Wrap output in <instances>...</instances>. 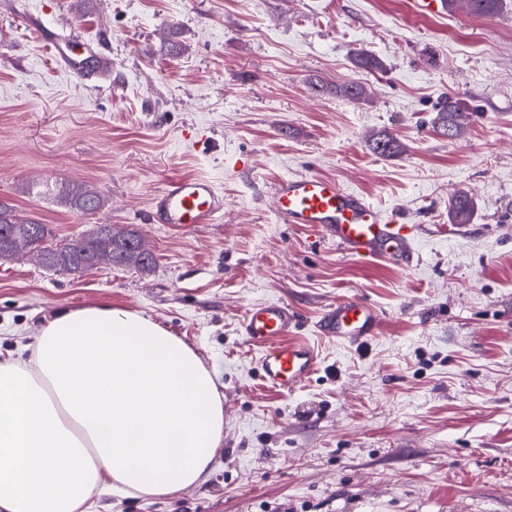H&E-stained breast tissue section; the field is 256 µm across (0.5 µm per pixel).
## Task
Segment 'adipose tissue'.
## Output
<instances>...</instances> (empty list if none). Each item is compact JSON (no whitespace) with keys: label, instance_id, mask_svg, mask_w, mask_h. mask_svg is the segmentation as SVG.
Wrapping results in <instances>:
<instances>
[{"label":"adipose tissue","instance_id":"adipose-tissue-1","mask_svg":"<svg viewBox=\"0 0 512 512\" xmlns=\"http://www.w3.org/2000/svg\"><path fill=\"white\" fill-rule=\"evenodd\" d=\"M223 442L211 372L142 313L68 308L29 357L0 360V512H91L97 492L169 496L204 481Z\"/></svg>","mask_w":512,"mask_h":512}]
</instances>
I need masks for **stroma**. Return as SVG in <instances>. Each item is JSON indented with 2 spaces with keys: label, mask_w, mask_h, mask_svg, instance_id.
I'll list each match as a JSON object with an SVG mask.
<instances>
[{
  "label": "stroma",
  "mask_w": 512,
  "mask_h": 512,
  "mask_svg": "<svg viewBox=\"0 0 512 512\" xmlns=\"http://www.w3.org/2000/svg\"><path fill=\"white\" fill-rule=\"evenodd\" d=\"M362 50L382 71L355 67ZM353 81L366 101L333 94ZM445 94L475 108L455 139L432 124ZM381 133L405 152L370 151ZM300 173L414 225L419 264L352 258L279 223L266 187ZM189 175L223 191V221L151 222L152 194ZM74 181L104 207L85 215L28 190ZM461 190L475 209L454 224ZM0 201L54 241L116 224L155 256L148 272L81 277L26 254L0 262L1 352L59 309L123 306L193 346L224 396L203 482L99 496L95 512H512V6L441 18L414 0H0ZM346 296L377 308L379 336L321 333ZM264 301L292 307L294 336L319 357L284 396L262 389L241 334ZM449 212L452 223H470L474 212V202L472 196L467 191L462 190L457 192L449 201Z\"/></svg>",
  "instance_id": "35a3bbf8"
}]
</instances>
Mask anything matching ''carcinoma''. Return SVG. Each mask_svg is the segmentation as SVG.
<instances>
[{
  "instance_id": "1",
  "label": "carcinoma",
  "mask_w": 512,
  "mask_h": 512,
  "mask_svg": "<svg viewBox=\"0 0 512 512\" xmlns=\"http://www.w3.org/2000/svg\"><path fill=\"white\" fill-rule=\"evenodd\" d=\"M506 6V0H448V12L464 10L475 17L498 14ZM355 67L364 70H383V64L367 52H359L353 59ZM336 93L353 101H364L365 86L351 82L336 86ZM471 107L463 99L446 96L439 103L433 118L434 127L442 134L453 137L460 131L458 119ZM370 150L383 157H395L403 152V144L395 137L379 134L369 140ZM54 194L66 206L81 212L99 206L102 199L74 183L55 187ZM452 223L468 224L474 212L472 196L466 191L457 192L449 201ZM19 234L17 251L26 248L42 252L45 241L52 236L49 225L16 214L13 207L0 201V237ZM127 265L141 270H149L153 265V254L143 247L139 234L133 229H112L110 234L89 235L67 242V250L62 255H49L46 267L82 276L101 263Z\"/></svg>"
}]
</instances>
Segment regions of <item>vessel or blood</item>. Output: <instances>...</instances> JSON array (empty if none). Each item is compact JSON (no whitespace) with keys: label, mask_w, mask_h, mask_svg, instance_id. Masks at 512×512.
Segmentation results:
<instances>
[{"label":"vessel or blood","mask_w":512,"mask_h":512,"mask_svg":"<svg viewBox=\"0 0 512 512\" xmlns=\"http://www.w3.org/2000/svg\"><path fill=\"white\" fill-rule=\"evenodd\" d=\"M268 196L280 223L314 227L348 255L382 258L406 268L419 260L413 225L375 209L336 179L313 173L284 175L270 183ZM150 213L156 223L177 229L215 224L224 216V194L206 177L171 178L152 195ZM296 323L294 311L281 302L254 304L242 320L243 336L259 350L260 380L271 392L294 391L318 368L316 351L292 334ZM381 326L378 311L354 297L337 301L320 321L325 334L350 344L377 337Z\"/></svg>","instance_id":"vessel-or-blood-1"}]
</instances>
